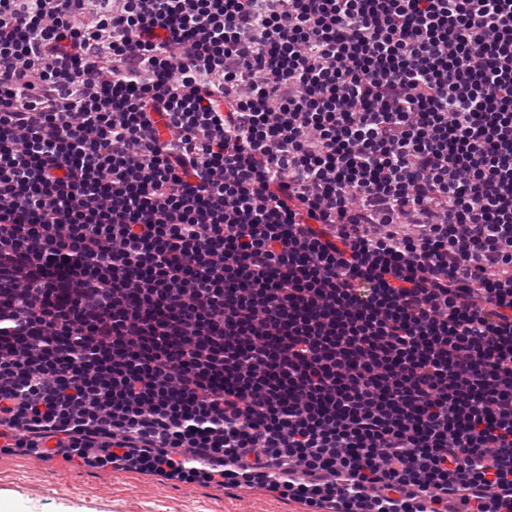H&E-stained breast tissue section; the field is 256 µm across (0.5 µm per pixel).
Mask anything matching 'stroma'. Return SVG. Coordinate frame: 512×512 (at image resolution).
<instances>
[{"label": "stroma", "mask_w": 512, "mask_h": 512, "mask_svg": "<svg viewBox=\"0 0 512 512\" xmlns=\"http://www.w3.org/2000/svg\"><path fill=\"white\" fill-rule=\"evenodd\" d=\"M0 512H306L259 483L183 484L135 470L61 463L48 475L23 454L0 455Z\"/></svg>", "instance_id": "1"}]
</instances>
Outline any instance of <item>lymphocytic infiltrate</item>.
Wrapping results in <instances>:
<instances>
[{
  "instance_id": "obj_1",
  "label": "lymphocytic infiltrate",
  "mask_w": 512,
  "mask_h": 512,
  "mask_svg": "<svg viewBox=\"0 0 512 512\" xmlns=\"http://www.w3.org/2000/svg\"><path fill=\"white\" fill-rule=\"evenodd\" d=\"M17 448L512 512V0H0Z\"/></svg>"
}]
</instances>
